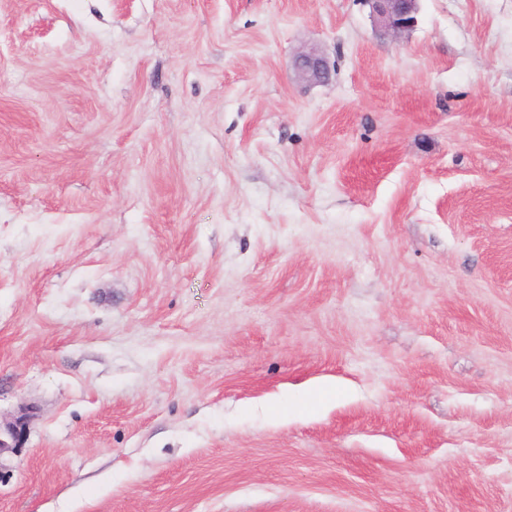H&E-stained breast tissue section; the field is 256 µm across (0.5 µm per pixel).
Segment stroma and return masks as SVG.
<instances>
[{
    "label": "stroma",
    "mask_w": 512,
    "mask_h": 512,
    "mask_svg": "<svg viewBox=\"0 0 512 512\" xmlns=\"http://www.w3.org/2000/svg\"><path fill=\"white\" fill-rule=\"evenodd\" d=\"M25 404L0 512H512V0H0ZM421 0H364L384 34L398 38L417 24ZM294 65L299 78L308 84H325L331 79L330 64L318 49L300 51L295 57Z\"/></svg>",
    "instance_id": "35a3bbf8"
}]
</instances>
